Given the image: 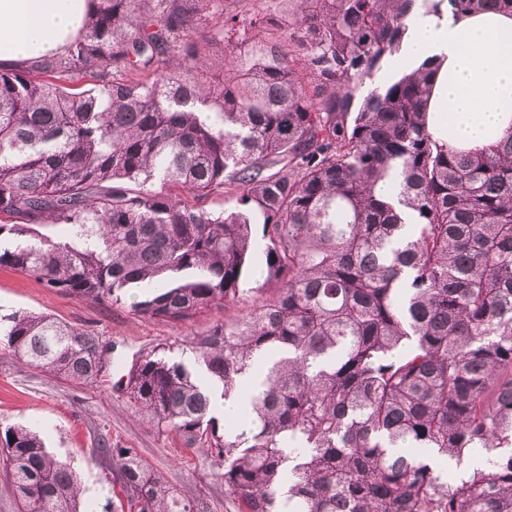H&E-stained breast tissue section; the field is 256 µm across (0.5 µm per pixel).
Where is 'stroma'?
I'll list each match as a JSON object with an SVG mask.
<instances>
[{
  "label": "stroma",
  "instance_id": "obj_1",
  "mask_svg": "<svg viewBox=\"0 0 512 512\" xmlns=\"http://www.w3.org/2000/svg\"><path fill=\"white\" fill-rule=\"evenodd\" d=\"M256 285L254 277H247L236 301L205 312L193 325H168L136 315L129 307L75 298L24 273L0 269V315L17 311L48 315L113 345L109 379L94 385L22 364L0 345V431L17 424L37 431L47 450L66 460L79 475L82 502L102 508L121 493L116 476L107 475L94 451L105 436L112 443L136 449L143 464L167 486L199 500L206 512H231L224 481L203 451L135 417L125 394L114 384L126 375L137 352L181 341L191 330L231 321L256 307L262 300Z\"/></svg>",
  "mask_w": 512,
  "mask_h": 512
}]
</instances>
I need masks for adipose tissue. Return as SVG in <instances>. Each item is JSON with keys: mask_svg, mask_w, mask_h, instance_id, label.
I'll return each instance as SVG.
<instances>
[{"mask_svg": "<svg viewBox=\"0 0 512 512\" xmlns=\"http://www.w3.org/2000/svg\"><path fill=\"white\" fill-rule=\"evenodd\" d=\"M88 0H0V68L63 53L83 30ZM434 59L427 127L462 151L512 131V14L450 18L447 8L411 22L401 66Z\"/></svg>", "mask_w": 512, "mask_h": 512, "instance_id": "1", "label": "adipose tissue"}]
</instances>
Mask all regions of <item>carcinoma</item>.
<instances>
[{
	"label": "carcinoma",
	"instance_id": "carcinoma-1",
	"mask_svg": "<svg viewBox=\"0 0 512 512\" xmlns=\"http://www.w3.org/2000/svg\"><path fill=\"white\" fill-rule=\"evenodd\" d=\"M444 1L512 13L253 0L224 12L217 80L191 38L214 0H90L64 54L0 70V215L15 220L0 268L171 323L235 301L259 270L262 305L139 354L125 382L136 416L203 450L234 512H512V132L473 152L434 140L428 58L357 96ZM161 57L176 68L142 76ZM226 186L234 211L181 198ZM0 344L83 384L109 363L102 337L47 315H0ZM257 370L247 423L219 431L211 389L238 397ZM414 448L458 465L491 453V470L451 484ZM96 455L118 474L112 512H203L136 449L101 439ZM0 464L22 512H96L29 428L6 429Z\"/></svg>",
	"mask_w": 512,
	"mask_h": 512
}]
</instances>
